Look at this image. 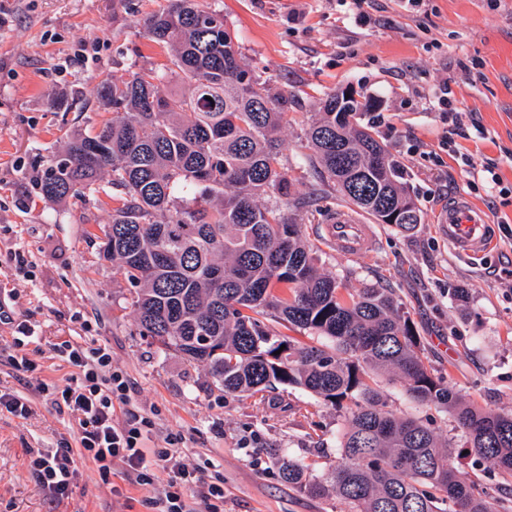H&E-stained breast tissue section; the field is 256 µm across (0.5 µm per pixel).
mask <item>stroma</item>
Wrapping results in <instances>:
<instances>
[{"mask_svg":"<svg viewBox=\"0 0 512 512\" xmlns=\"http://www.w3.org/2000/svg\"><path fill=\"white\" fill-rule=\"evenodd\" d=\"M220 11L247 68L272 92L288 94L279 133L288 163V196L316 184L304 166L305 131L328 94L351 86L381 101L370 113L378 140L400 164L422 215L402 231L373 224L375 249L353 259L326 246L324 212L345 206L332 195L321 210L292 212L322 273L347 291L393 289L419 336L417 353L465 401L512 411V0H200ZM169 0H0V391L30 400L22 419L0 410V512H152L156 483L114 472L103 483L78 457L68 497L54 498L27 465L30 450L79 449L68 411L36 391L64 380L69 367L52 348L65 340L104 345L130 384L133 410L154 429L145 445L172 447L174 461L224 479L223 512H349L336 497L285 483L277 460L289 455L324 475L341 460L343 411L309 392L280 387L264 396L231 395L207 366L140 336L132 287L101 258L110 213L98 195L64 203L44 199L35 183L68 133L111 119L99 102L104 79L140 69L166 73L169 47L156 44L137 19ZM167 75V73H166ZM449 88L463 127L453 129L437 99ZM188 90L167 75L163 94ZM61 108H50L53 100ZM483 135H476L474 125ZM472 166H463L461 156ZM494 167L501 189L481 178ZM463 195L496 224L499 243L462 258L434 222L449 198ZM32 267L18 274L13 250ZM464 288L467 302L453 292ZM33 330L24 352L39 366L21 373L8 363L18 324Z\"/></svg>","mask_w":512,"mask_h":512,"instance_id":"1","label":"stroma"}]
</instances>
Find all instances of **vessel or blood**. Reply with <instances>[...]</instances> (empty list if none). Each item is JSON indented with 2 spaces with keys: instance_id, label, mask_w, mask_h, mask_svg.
Returning <instances> with one entry per match:
<instances>
[{
  "instance_id": "1",
  "label": "vessel or blood",
  "mask_w": 512,
  "mask_h": 512,
  "mask_svg": "<svg viewBox=\"0 0 512 512\" xmlns=\"http://www.w3.org/2000/svg\"><path fill=\"white\" fill-rule=\"evenodd\" d=\"M440 231L454 253L463 257L480 255L497 241L495 225L485 212L475 208L467 198L449 203L439 215ZM327 243L342 253L357 256L374 246L375 234L370 225L358 223L348 211H337L333 223L324 227Z\"/></svg>"
}]
</instances>
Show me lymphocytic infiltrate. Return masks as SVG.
I'll use <instances>...</instances> for the list:
<instances>
[{
  "instance_id": "f902f5d3",
  "label": "lymphocytic infiltrate",
  "mask_w": 512,
  "mask_h": 512,
  "mask_svg": "<svg viewBox=\"0 0 512 512\" xmlns=\"http://www.w3.org/2000/svg\"><path fill=\"white\" fill-rule=\"evenodd\" d=\"M54 354L72 369L65 384L40 382L38 390L52 396L55 404L65 407L78 421L80 454L97 467L101 479H109L113 465H121L127 475L145 480L153 470L163 472L165 479L158 488L152 505L156 512H220L224 499L223 482L203 480L196 471L174 467L168 448H147L152 422L149 417L129 408V382L112 367V353L104 346L85 347L71 342L55 345ZM128 411L123 426H115L112 415L116 408ZM29 465L41 483L56 497L68 496L75 473L74 459L66 452L32 457ZM199 487L197 503L188 502L187 484Z\"/></svg>"
}]
</instances>
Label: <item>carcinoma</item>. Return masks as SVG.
<instances>
[{"mask_svg":"<svg viewBox=\"0 0 512 512\" xmlns=\"http://www.w3.org/2000/svg\"><path fill=\"white\" fill-rule=\"evenodd\" d=\"M218 15L198 0H170L139 20L153 42L174 47L168 71L189 92L163 95L165 74L152 69L102 81L112 119L95 134L112 154L92 162V133L67 135L39 193L62 202L110 177L117 194L103 257L134 287L139 335L206 364L226 393L298 387L346 411L344 462L317 477L283 456L282 480L334 495L350 512H500V499L461 477L454 459L459 447L473 467L512 479V413L464 401L428 370L392 289L344 296L320 272L282 209L288 170L278 134L288 96L259 87ZM380 106L347 88L325 98L308 132L318 188L292 208L308 209L330 188L379 222L395 210L405 213L400 229L421 222L399 165L363 122ZM384 372L403 379L416 403L451 413L460 444L445 448L430 423L392 412L380 395Z\"/></svg>","mask_w":512,"mask_h":512,"instance_id":"carcinoma-1","label":"carcinoma"}]
</instances>
